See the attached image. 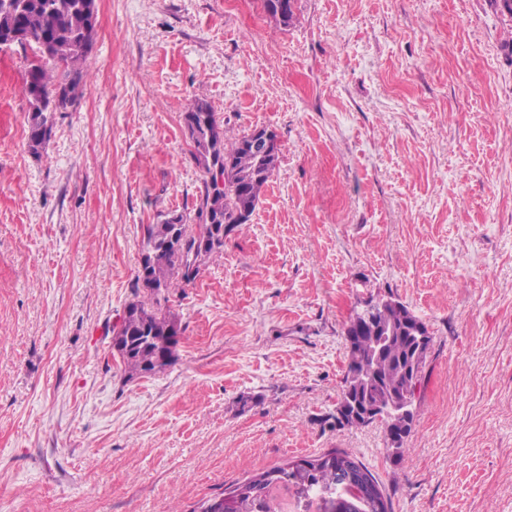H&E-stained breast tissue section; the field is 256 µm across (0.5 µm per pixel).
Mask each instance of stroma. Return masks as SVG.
Masks as SVG:
<instances>
[{
    "label": "stroma",
    "mask_w": 512,
    "mask_h": 512,
    "mask_svg": "<svg viewBox=\"0 0 512 512\" xmlns=\"http://www.w3.org/2000/svg\"><path fill=\"white\" fill-rule=\"evenodd\" d=\"M88 87L27 146L30 47L0 50V512H194L333 448L392 512H512V16L494 0H97ZM275 131L248 224L172 298L175 361L112 325L144 228L191 211L183 130ZM389 293L428 326L408 450L333 428L344 329ZM267 15L281 25L288 26L293 20L295 0H260ZM276 1L277 3H274Z\"/></svg>",
    "instance_id": "stroma-1"
}]
</instances>
